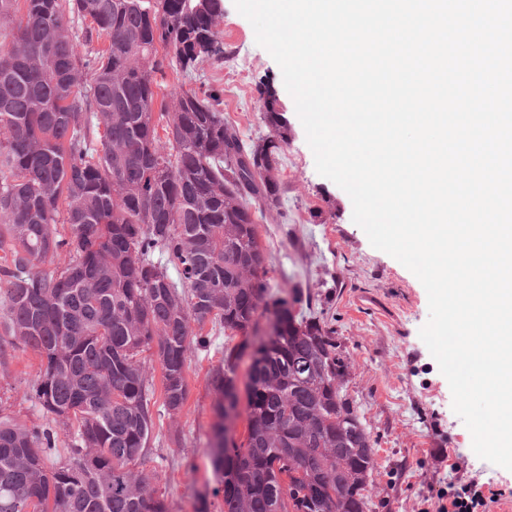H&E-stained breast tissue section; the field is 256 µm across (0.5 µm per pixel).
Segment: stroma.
Wrapping results in <instances>:
<instances>
[{
  "label": "stroma",
  "mask_w": 512,
  "mask_h": 512,
  "mask_svg": "<svg viewBox=\"0 0 512 512\" xmlns=\"http://www.w3.org/2000/svg\"><path fill=\"white\" fill-rule=\"evenodd\" d=\"M220 28L224 64L203 73L223 91L219 108L225 121L243 139L264 135L258 87L268 80L286 110L291 134L280 160L283 206L257 217V230L271 288L310 291L350 357L346 390L375 441L370 512H437L430 486L447 477L452 457L464 478L512 489V471L473 451L471 434L452 409L449 384L419 335L429 316L423 285L371 246L352 220L348 194L317 172L281 70L257 45L234 0H224ZM227 342L219 332L210 348L191 352L188 399L178 420L164 410L160 369L150 374L154 429L145 467L169 512H196L198 493L216 485L209 462L213 395L207 375L221 362ZM39 367V356L29 349L0 356V403L30 425L46 421L30 397Z\"/></svg>",
  "instance_id": "stroma-1"
}]
</instances>
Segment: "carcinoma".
Listing matches in <instances>:
<instances>
[{"mask_svg":"<svg viewBox=\"0 0 512 512\" xmlns=\"http://www.w3.org/2000/svg\"><path fill=\"white\" fill-rule=\"evenodd\" d=\"M223 12V0H0V351L39 355L31 394L48 418L0 413V512H169L143 469V353L175 422L208 323L241 337L208 375L220 512H368L374 440L344 389L350 358L308 293L270 291L256 232L254 214L281 205L267 174L290 134L279 96L262 84L268 132L249 141L204 82L155 112L167 71L192 80L224 63ZM232 412L247 426L229 448Z\"/></svg>","mask_w":512,"mask_h":512,"instance_id":"carcinoma-1","label":"carcinoma"}]
</instances>
